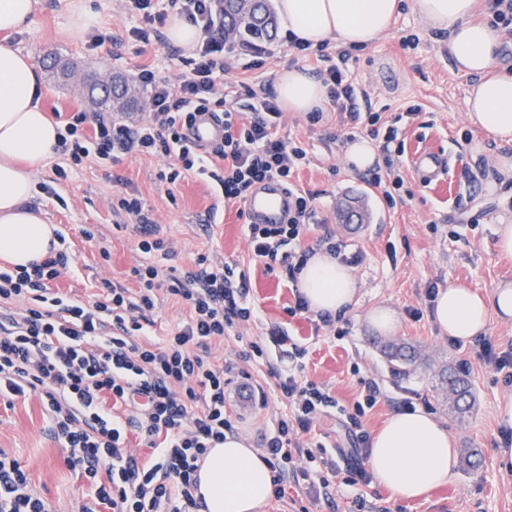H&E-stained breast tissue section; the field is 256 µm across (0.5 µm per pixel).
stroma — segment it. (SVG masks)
I'll use <instances>...</instances> for the list:
<instances>
[{"label":"stroma","mask_w":512,"mask_h":512,"mask_svg":"<svg viewBox=\"0 0 512 512\" xmlns=\"http://www.w3.org/2000/svg\"><path fill=\"white\" fill-rule=\"evenodd\" d=\"M87 2L100 16L93 32L69 34L70 0H41L30 26L10 38L40 69L45 113L92 109L80 84L53 77L47 57L76 60L83 71L99 78L108 74L129 78L138 69L151 67L172 80L182 66L183 51L170 43L127 39L131 19L123 0ZM411 34L417 41L405 46L404 39ZM267 50L259 60L239 52L225 55L224 92L238 106L249 104L250 91H274L282 70L302 67L313 72L319 67L316 61L295 59L282 35ZM326 52L331 62L352 73L382 120H392L406 102L421 104L417 117L401 123L406 150L439 148L451 160L445 184L435 188L421 184L409 160H402L404 202L390 209L366 173L350 171L347 163L341 138L349 133L366 136L363 122L350 121L329 107L316 124L306 114L284 113L283 134L299 139L310 152L299 184L316 196V216L302 246H314L317 238L329 234L342 243L345 254L362 256L351 268L360 283L359 302L351 312L334 317L330 328L311 311L289 315L294 295L286 271L279 266L267 269L264 261L252 257L237 205H226L221 220L210 233H203L200 224L214 203L207 184L190 177L169 190L157 178L161 161L135 154L109 168L90 164L72 173L61 187L67 207H59L44 194L35 195L34 205L63 232L75 260L56 286L78 298L99 293L106 280L134 287L135 237L113 213L112 195L135 190L153 208L161 237L172 245L168 255L155 257L162 270L183 268L206 253L245 272L247 302L256 320L247 328L246 340L225 337L223 344L213 346L212 355L217 361L233 362L265 390L266 408L237 416L239 433L251 447L261 448L274 416L285 408L275 385L279 376L287 374L288 362L247 357L246 341L280 328L308 351L303 378L325 385L340 408H352L365 382L379 386L378 403L362 419L367 432L379 430L408 400L447 424L457 452L475 454L473 465H458L447 485L416 501L403 500L375 482L347 486V467L354 456L339 408L302 439L306 447L326 446L336 460V472L329 477L330 497L319 496L306 485L289 492L283 501L268 502L262 512H351L356 497L364 502L361 512H512V473L501 471L496 455L504 445L502 428L512 427V384L494 369L470 360L466 349L449 344L426 297L431 287L461 285L487 292L500 281L512 282V255L497 250L495 234L500 220L512 222V178L503 179L493 166L497 155H512V143L490 140L470 121L465 103L469 79L456 72L447 36L427 28L415 0H403L391 31L372 45L340 49L331 43ZM351 207L366 211L365 223L344 220ZM86 227L98 229L102 243L87 242L82 236ZM103 246L110 251L106 261L99 254ZM379 304L400 314L399 330L392 337L371 331L364 320L365 313ZM387 339L416 349L419 358L408 373H396L382 354L380 345ZM459 368L466 369L473 395L462 415L455 413L450 396L441 388L443 371ZM0 451L25 466L50 512H77L89 487L69 467L66 449L51 439L37 399L10 403L0 398Z\"/></svg>","instance_id":"1"}]
</instances>
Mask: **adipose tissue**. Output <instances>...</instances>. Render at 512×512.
<instances>
[{"instance_id":"ef3b65f1","label":"adipose tissue","mask_w":512,"mask_h":512,"mask_svg":"<svg viewBox=\"0 0 512 512\" xmlns=\"http://www.w3.org/2000/svg\"><path fill=\"white\" fill-rule=\"evenodd\" d=\"M402 0H275L287 35L319 45L361 47L388 32ZM474 0H416L425 24L447 35L455 70L469 77L466 106L471 120L490 138L512 142V72L500 69L499 30L470 20ZM36 64L10 44L0 43V257L24 267L47 257L55 227L28 205L35 187L31 171L53 157L55 124L40 106ZM276 93L291 112L324 108V85L301 68L279 73ZM309 307L319 314L347 312L357 281L338 258L319 251L299 275ZM434 320L450 338L471 341L492 319H512V284L481 295L463 287L438 292ZM370 470L377 483L405 500L448 483L456 457L446 424L422 408L393 414L370 440ZM273 491L272 471L261 451L240 437L225 436L210 449L198 471L197 494L204 512H260Z\"/></svg>"}]
</instances>
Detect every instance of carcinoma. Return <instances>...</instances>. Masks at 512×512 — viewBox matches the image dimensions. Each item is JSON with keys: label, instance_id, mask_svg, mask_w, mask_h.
<instances>
[{"label": "carcinoma", "instance_id": "carcinoma-1", "mask_svg": "<svg viewBox=\"0 0 512 512\" xmlns=\"http://www.w3.org/2000/svg\"><path fill=\"white\" fill-rule=\"evenodd\" d=\"M222 19L224 31L230 33L233 39L243 45L251 46L257 43L270 42L274 39L275 17L268 6V0H222ZM91 90L88 98L91 104L101 109L122 110L129 104L127 98L126 81L114 77V84L110 92L96 91V80H89ZM384 355L406 371L416 359L415 350L404 344L387 343L383 345ZM448 390L455 393L456 402H467L470 395L469 381L463 371L451 372L445 379Z\"/></svg>", "mask_w": 512, "mask_h": 512}]
</instances>
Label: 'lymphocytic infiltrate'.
Segmentation results:
<instances>
[{
	"instance_id": "obj_1",
	"label": "lymphocytic infiltrate",
	"mask_w": 512,
	"mask_h": 512,
	"mask_svg": "<svg viewBox=\"0 0 512 512\" xmlns=\"http://www.w3.org/2000/svg\"><path fill=\"white\" fill-rule=\"evenodd\" d=\"M220 0H126L137 21L133 40L161 38L170 14L184 17L200 32L199 45L177 80L139 69L133 83L145 96L146 115L136 124L109 112H74L60 123L62 164L41 191L57 197V184L89 162L109 166L132 153L163 159L158 177L177 186L189 177L205 178L221 190L225 203L243 202L258 184L278 180L292 197L284 224L247 225L254 257L283 264L289 281L311 257L300 240L315 215L314 197L296 183L309 158L301 141L281 132L283 112L269 91L254 95L244 119L220 91L224 56L234 52L220 22ZM297 57H316L334 111L354 115L361 94L345 69L329 63L323 48L290 41ZM212 112L224 121V138L206 151L184 141L182 131L194 113ZM368 134L379 143L383 167L371 180L388 207L402 199L404 179L398 159L405 146L396 124L366 115ZM114 210L135 233L141 262L132 270L136 289L104 282L86 301L53 290L74 262L67 249L51 252L24 268L0 269V397L37 398L49 418V434L69 448L68 463L91 485L80 512H201L195 497L197 473L209 449L223 444L235 426L224 405V389L234 366L211 358V346L226 333L250 325L255 315L246 302L244 275L231 265L199 255L177 274L163 275L153 261L168 252L153 210L137 192L117 194ZM166 289L188 312L170 336L155 341L157 292ZM254 356L285 355L292 372L277 388L289 410L275 418L263 451L273 472V496L282 499L287 482L308 480L316 456L301 436L338 402L316 382L299 380L305 348L283 330L249 344ZM151 448L142 461L129 436ZM0 512H48L44 498L29 485L27 471L0 453Z\"/></svg>"
}]
</instances>
